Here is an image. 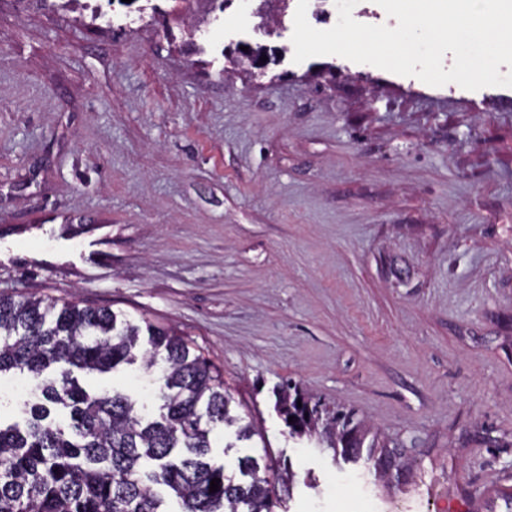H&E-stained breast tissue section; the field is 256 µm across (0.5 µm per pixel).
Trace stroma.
Instances as JSON below:
<instances>
[{
	"instance_id": "stroma-1",
	"label": "stroma",
	"mask_w": 512,
	"mask_h": 512,
	"mask_svg": "<svg viewBox=\"0 0 512 512\" xmlns=\"http://www.w3.org/2000/svg\"><path fill=\"white\" fill-rule=\"evenodd\" d=\"M98 2L0 0V295L181 334L272 512H512V99L294 63L297 0ZM79 379L158 414L142 364ZM38 396L1 377L0 417Z\"/></svg>"
}]
</instances>
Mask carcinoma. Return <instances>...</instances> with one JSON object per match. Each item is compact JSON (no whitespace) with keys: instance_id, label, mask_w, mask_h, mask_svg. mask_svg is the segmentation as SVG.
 Segmentation results:
<instances>
[{"instance_id":"1","label":"carcinoma","mask_w":512,"mask_h":512,"mask_svg":"<svg viewBox=\"0 0 512 512\" xmlns=\"http://www.w3.org/2000/svg\"><path fill=\"white\" fill-rule=\"evenodd\" d=\"M146 331L156 418L129 394L74 375L135 364L139 325L75 300L0 295V375L26 376L41 394L24 404V425L0 423V512H271L269 465L244 456L228 472L213 461L215 427H235L226 452L253 436L222 374L183 337ZM336 427L338 443L361 447L347 415H336Z\"/></svg>"}]
</instances>
